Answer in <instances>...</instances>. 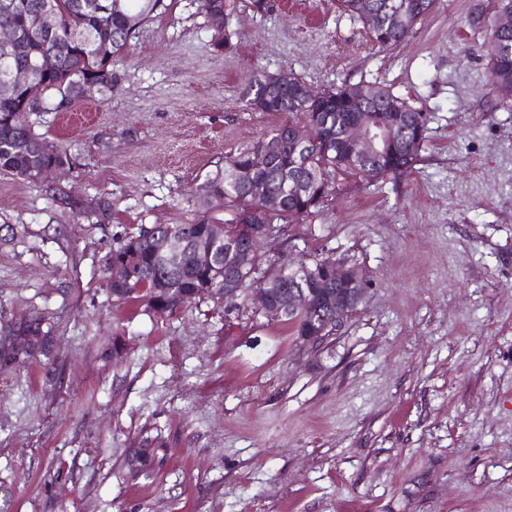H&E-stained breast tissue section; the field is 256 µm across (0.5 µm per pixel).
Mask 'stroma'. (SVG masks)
Returning <instances> with one entry per match:
<instances>
[{"mask_svg": "<svg viewBox=\"0 0 512 512\" xmlns=\"http://www.w3.org/2000/svg\"><path fill=\"white\" fill-rule=\"evenodd\" d=\"M167 2L111 97L30 117L71 158L54 183L109 199L108 219L0 170V225L18 231L0 320L45 313L55 342L0 371V512H512V112L467 23L495 0H443L389 50L336 0H238L226 50L199 0ZM285 66L429 114L411 173L345 187L261 251L357 264V312L315 347L248 307L114 302L108 252L197 218L191 187L281 121L244 110L254 71ZM133 448L154 449L153 475L129 469ZM57 195V196H56ZM80 197L72 194L70 192L64 191L62 189H59L58 191L53 192V200L55 202H58L61 206L67 207L71 209L72 211H75L78 214H87V217H92V215L95 216V223H101L108 217V212L110 210V204L107 203L103 205L102 209L100 211H94V212H86L83 209L79 207V200Z\"/></svg>", "mask_w": 512, "mask_h": 512, "instance_id": "35a3bbf8", "label": "stroma"}]
</instances>
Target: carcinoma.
<instances>
[{
    "label": "carcinoma",
    "mask_w": 512,
    "mask_h": 512,
    "mask_svg": "<svg viewBox=\"0 0 512 512\" xmlns=\"http://www.w3.org/2000/svg\"><path fill=\"white\" fill-rule=\"evenodd\" d=\"M50 4L58 16L56 26L42 23L40 14ZM109 0H0V28L19 29L27 52L9 64L0 60V169L31 181L35 167L70 164L60 151L36 134L29 121L33 112L59 111L82 98L80 85L96 83L102 96L112 93L113 68L124 60L129 42L155 16L164 13L166 0H120L109 9ZM440 0H336L341 14L362 25L372 45L387 50L405 41L409 31L423 17L439 8ZM202 13L224 26V46L237 34L233 28L235 0H200ZM512 10V0H498L493 14L476 13L468 19L471 26L483 27L487 39L479 46L488 59L491 80L512 83V26L497 27L498 11ZM30 68L25 86H13L8 80L10 65ZM282 82L276 94L266 96L260 78L264 70L253 74L243 100L251 112H278L282 122L255 141L224 155V164L216 166L194 190V201L206 208L215 196L224 199L229 218L204 215L186 224H151L110 251L107 260L129 267L126 279L111 283L117 301L143 291L152 300L156 315H165L188 307L202 299L221 303L225 268L236 267L242 282L241 302L247 303L248 287L256 285L280 291L294 282L288 260H268L260 278L252 256L250 236L238 234L218 243L212 255L196 250L209 246L214 230L229 224H242L259 232L270 230L278 237L288 234L290 220L312 216L339 193L338 178L347 176L365 184L388 174L402 175L414 169L428 139L427 113L409 99L389 88L359 81L328 86L313 98L301 94L303 80L290 68L276 71ZM382 110L393 126L388 143H376V149H355L348 137L351 127L369 121ZM299 128L308 134V142L299 146L291 132ZM414 144L412 152L401 150V143ZM265 155L263 167L255 164ZM263 187L278 200L273 212L263 209L247 191L248 185ZM53 200L78 214L79 196L62 189L53 192ZM172 242L173 249L160 254L156 243ZM315 296L303 312H292L280 321L298 336L316 329L332 317L324 297V288H314ZM54 352L52 327L39 314L23 315L0 323V369L20 367L30 358L50 357ZM154 451L136 449L129 459L134 473L154 471Z\"/></svg>",
    "instance_id": "carcinoma-1"
}]
</instances>
